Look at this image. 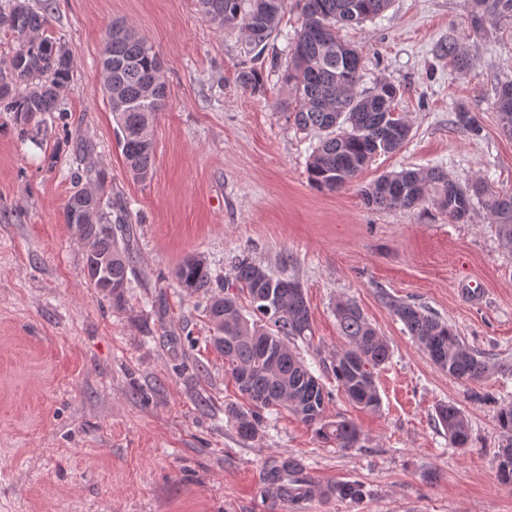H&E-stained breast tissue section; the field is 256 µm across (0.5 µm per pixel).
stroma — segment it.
Instances as JSON below:
<instances>
[{"mask_svg":"<svg viewBox=\"0 0 512 512\" xmlns=\"http://www.w3.org/2000/svg\"><path fill=\"white\" fill-rule=\"evenodd\" d=\"M117 18L152 45L170 89L144 183L128 172L100 90L103 39ZM300 22L288 7L280 36L256 59L241 35L203 21L197 0H53L46 34L69 48L74 70L62 109L35 141L0 112V512H512L497 424L512 404V257L482 204L458 224L428 203L374 210L357 188L311 185L319 135L288 120L281 79ZM339 35L365 55L363 87H399L396 110L411 127L362 183L440 165L460 184L488 178L512 191V139L496 108L498 84L512 79L511 23L479 33L469 0H393L383 16ZM450 39L468 51L467 71L438 55ZM254 65L262 86L251 91L237 74ZM461 104L479 135L456 126ZM80 137L93 141L90 162L134 227L132 287L119 308L87 282L85 247L63 220ZM190 254L225 280L243 256L300 280L314 342L296 350L332 394L327 419L358 426L357 447L324 442L284 408L255 439L237 435L224 407L240 395L209 343L207 318L171 277ZM466 280L481 298L462 295ZM391 298L452 325L485 357V377L449 378ZM345 300L389 345L374 373L376 413L350 403L332 371L346 345L336 320ZM444 404L465 415L470 448L449 444L436 418ZM284 459L361 495L286 504L263 482Z\"/></svg>","mask_w":512,"mask_h":512,"instance_id":"stroma-1","label":"stroma"}]
</instances>
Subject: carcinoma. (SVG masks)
<instances>
[{
  "mask_svg": "<svg viewBox=\"0 0 512 512\" xmlns=\"http://www.w3.org/2000/svg\"><path fill=\"white\" fill-rule=\"evenodd\" d=\"M392 0H296L302 22L287 45L289 62L283 78L288 86V119L301 130L324 134L307 163L310 183L321 191L338 192L355 183L377 154L397 151L408 140L410 126L394 112L399 88L380 82L373 90L360 88L365 71L361 49L342 41L338 25H360L381 16ZM202 17L216 28L245 35L250 51L260 58L268 42L280 34L288 0H198ZM470 16L478 32L512 21V0H470ZM51 0L42 10L29 0H0V27L18 42L4 61L7 76H0V112L10 113L23 137H36L44 115L58 110L64 91L73 79L68 48L40 35L48 23ZM437 52L458 69L469 66L468 53L454 41L442 42ZM100 65L118 145L132 178L146 182L153 176L154 144L151 130L169 97L161 61L137 29L116 19L106 31ZM240 84L255 90L262 73L255 67L239 72ZM497 112L504 135L512 137V81L499 86ZM456 123L476 135L479 126L469 109L458 107ZM75 183L86 182L69 196L63 212L86 249L84 274L90 285L115 307L121 306L131 288L129 249L134 236L127 208L112 206L104 194V171L85 168L74 173ZM365 204L373 209L411 210L429 202L454 222L467 220L473 200L482 202L491 223L497 225L504 250L512 255V192L495 190L486 181L466 188L448 177L444 168L405 169L379 176L359 186ZM185 296L196 300L208 317L212 346L224 356L247 407L228 404L224 414L244 439L254 438L265 413L279 407L291 410L317 435L338 448H355L361 433L347 419L328 421L325 416L331 393L326 391L290 342L313 339L309 308L300 281L275 278L262 266L243 259L227 283L215 277L206 258L192 254L173 271ZM245 294L265 323L249 321L239 296ZM393 310L432 361L448 376L463 381L481 380L488 371L483 356L466 349L452 326L414 305L398 302ZM336 316L348 346L336 355L333 373L348 400L356 407L376 412L381 398L374 371L389 357L387 343L364 318L359 307L337 304ZM437 419L454 448L470 447L467 419L459 408H438ZM498 428L506 437L501 448L499 476L512 481V406L497 414ZM270 479L299 483L308 479L301 464L285 460Z\"/></svg>",
  "mask_w": 512,
  "mask_h": 512,
  "instance_id": "obj_1",
  "label": "carcinoma"
}]
</instances>
